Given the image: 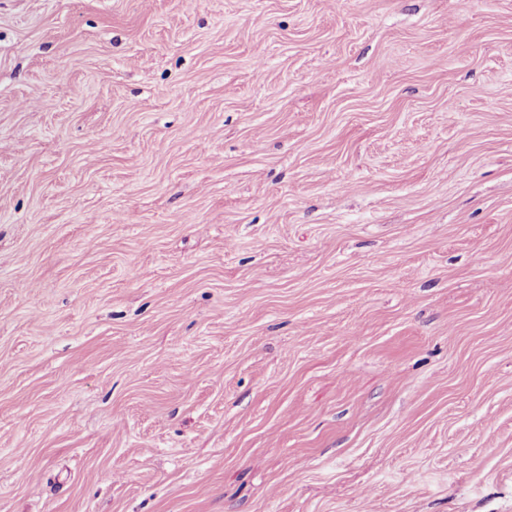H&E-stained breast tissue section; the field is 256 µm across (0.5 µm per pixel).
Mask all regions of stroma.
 Segmentation results:
<instances>
[{"instance_id": "stroma-1", "label": "stroma", "mask_w": 512, "mask_h": 512, "mask_svg": "<svg viewBox=\"0 0 512 512\" xmlns=\"http://www.w3.org/2000/svg\"><path fill=\"white\" fill-rule=\"evenodd\" d=\"M0 512H512V0H0Z\"/></svg>"}]
</instances>
